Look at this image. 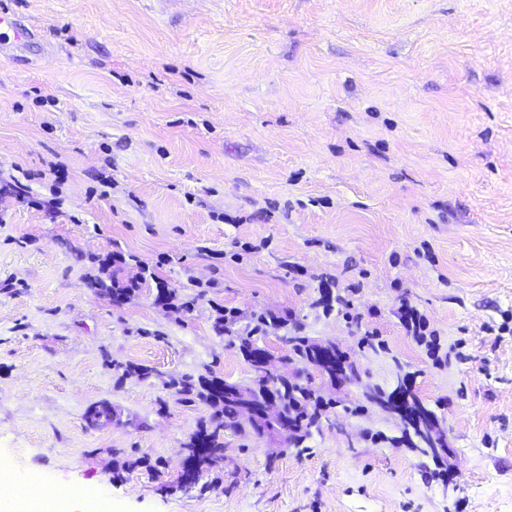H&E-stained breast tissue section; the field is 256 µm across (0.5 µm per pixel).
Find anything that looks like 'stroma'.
<instances>
[{
  "mask_svg": "<svg viewBox=\"0 0 512 512\" xmlns=\"http://www.w3.org/2000/svg\"><path fill=\"white\" fill-rule=\"evenodd\" d=\"M10 2L41 35L0 55L10 474L112 512H512V0ZM143 271L120 304L92 285ZM220 306L292 315L362 381L321 382L306 451L228 431L187 483L212 409L165 380L256 379ZM403 381L443 466L364 398ZM413 405L418 407L420 415L417 420L413 419L412 413L401 415L395 413L402 425V433L408 441L410 447L417 451L420 455L431 458L435 464L448 454L447 442L443 435L433 434L436 415L433 410L428 409L418 398L411 392Z\"/></svg>",
  "mask_w": 512,
  "mask_h": 512,
  "instance_id": "35a3bbf8",
  "label": "stroma"
}]
</instances>
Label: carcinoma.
I'll return each instance as SVG.
<instances>
[{"label": "carcinoma", "instance_id": "cac0c4a2", "mask_svg": "<svg viewBox=\"0 0 512 512\" xmlns=\"http://www.w3.org/2000/svg\"><path fill=\"white\" fill-rule=\"evenodd\" d=\"M138 287L137 282L123 284L114 281L106 292L112 294L113 302L121 303ZM235 322V315L220 308L217 310L214 328L219 334L237 340L244 360L253 367L256 364L255 356L261 351L255 335L276 332L287 327L288 318L260 314L253 319L254 326L242 333L232 330ZM282 340L288 344L289 359L314 367L317 366L320 352L329 348L327 344H316L308 337L297 334L286 335ZM166 386L187 400L199 398L213 409L210 421L201 424L182 445L186 454L184 478L191 480L200 470L222 459L224 431L231 430L241 434L254 432L261 435L280 426L286 428L287 444L299 449L311 436V429L318 426L324 407V401L318 395L312 379H304L299 375L289 380L274 376L258 377L257 386L252 388V392L256 395L268 392L273 394L280 413L272 417H251L247 420L243 418V404L238 396L237 383L217 377L200 376L195 379L184 376L170 380ZM411 399L413 405L419 408L420 415L416 420L410 413L398 415L402 422V433L413 450L437 464L448 454L447 442L444 436L433 433L436 421L434 411L428 409L416 396H411Z\"/></svg>", "mask_w": 512, "mask_h": 512}]
</instances>
